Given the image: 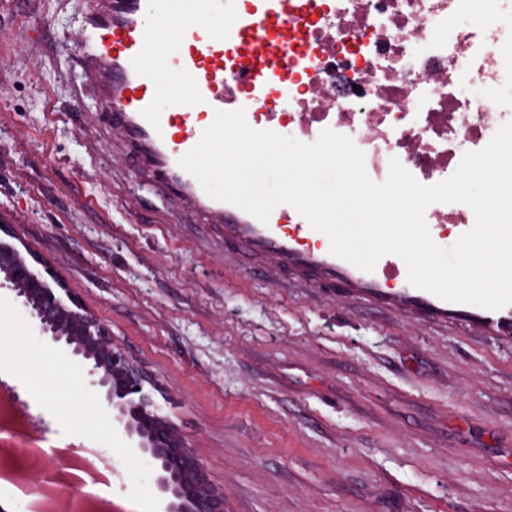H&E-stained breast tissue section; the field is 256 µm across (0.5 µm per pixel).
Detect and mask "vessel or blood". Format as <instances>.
<instances>
[{
	"mask_svg": "<svg viewBox=\"0 0 512 512\" xmlns=\"http://www.w3.org/2000/svg\"><path fill=\"white\" fill-rule=\"evenodd\" d=\"M292 9V0H239L229 14L224 0H97L80 23L87 77L136 166L188 211L222 224L225 242L284 271L379 297L394 287L397 301L406 305L479 322L491 336L512 333V305L487 310L448 304L410 285L407 269L395 255L382 257L373 271L360 270L332 255L328 237L312 229L291 205H278L264 224L235 205L212 199L180 168L179 157L198 143L216 111L227 110L226 84L239 87L244 102H273L288 71L265 51L271 48L283 56L290 51ZM223 15L229 23L215 29L213 18ZM159 18L174 22L178 48L155 66L148 58L155 50L153 23ZM186 87L191 97L183 96Z\"/></svg>",
	"mask_w": 512,
	"mask_h": 512,
	"instance_id": "b4317fda",
	"label": "vessel or blood"
}]
</instances>
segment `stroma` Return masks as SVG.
<instances>
[{
  "label": "stroma",
  "instance_id": "stroma-1",
  "mask_svg": "<svg viewBox=\"0 0 512 512\" xmlns=\"http://www.w3.org/2000/svg\"><path fill=\"white\" fill-rule=\"evenodd\" d=\"M93 0L0 21V226L160 387L226 512H512V335L284 277L144 184L84 75ZM0 382L29 445L162 497L102 391L0 293Z\"/></svg>",
  "mask_w": 512,
  "mask_h": 512
}]
</instances>
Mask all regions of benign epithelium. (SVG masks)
Segmentation results:
<instances>
[{"instance_id": "obj_1", "label": "benign epithelium", "mask_w": 512, "mask_h": 512, "mask_svg": "<svg viewBox=\"0 0 512 512\" xmlns=\"http://www.w3.org/2000/svg\"><path fill=\"white\" fill-rule=\"evenodd\" d=\"M31 259L28 250L0 238V289L12 293L36 336L89 366L91 383L106 389L113 422L135 440L157 488L169 496L166 512H224V490L208 479L185 437L162 414L155 383L114 343L109 328Z\"/></svg>"}]
</instances>
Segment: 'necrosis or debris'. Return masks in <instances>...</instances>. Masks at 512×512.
Listing matches in <instances>:
<instances>
[{
	"instance_id": "obj_1",
	"label": "necrosis or debris",
	"mask_w": 512,
	"mask_h": 512,
	"mask_svg": "<svg viewBox=\"0 0 512 512\" xmlns=\"http://www.w3.org/2000/svg\"><path fill=\"white\" fill-rule=\"evenodd\" d=\"M505 28L500 10L478 15L462 0H297L281 133L301 138L306 117L332 123L363 151L373 181L394 158L422 184L445 180L465 150L512 121L498 57Z\"/></svg>"
}]
</instances>
